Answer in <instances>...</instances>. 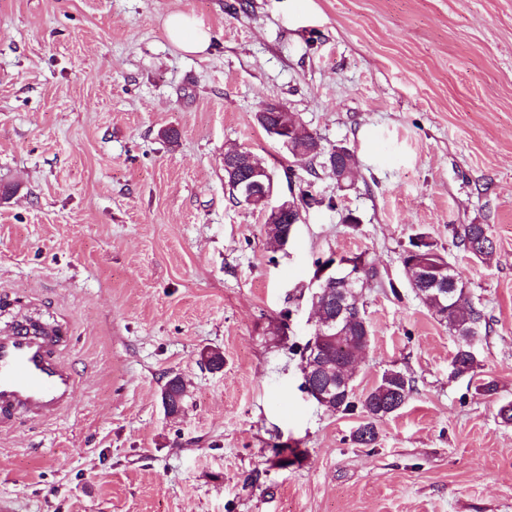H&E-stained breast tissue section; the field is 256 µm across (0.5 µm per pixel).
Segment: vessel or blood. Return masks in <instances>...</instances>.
<instances>
[{
	"instance_id": "vessel-or-blood-1",
	"label": "vessel or blood",
	"mask_w": 512,
	"mask_h": 512,
	"mask_svg": "<svg viewBox=\"0 0 512 512\" xmlns=\"http://www.w3.org/2000/svg\"><path fill=\"white\" fill-rule=\"evenodd\" d=\"M67 342L63 328L25 320L0 332V429L20 416L50 420L72 406L78 380L60 356Z\"/></svg>"
}]
</instances>
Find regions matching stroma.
Returning a JSON list of instances; mask_svg holds the SVG:
<instances>
[{"instance_id": "35a3bbf8", "label": "stroma", "mask_w": 512, "mask_h": 512, "mask_svg": "<svg viewBox=\"0 0 512 512\" xmlns=\"http://www.w3.org/2000/svg\"><path fill=\"white\" fill-rule=\"evenodd\" d=\"M174 12L206 54L170 41ZM268 103L350 149V187L282 150ZM232 148L276 197L316 196L284 248L230 199ZM1 182L0 330L63 326L78 375L69 412L0 432L14 512H512V0H0ZM460 224L489 225L490 260L455 247ZM418 232L491 320L473 378L401 262ZM360 254L379 277L354 390L415 380L369 447L363 414L302 389L314 262ZM276 443L297 459L273 465ZM169 38L183 51L203 53L211 44V34L195 18L184 13H173L166 20ZM259 112H265V113H257V121L264 128V130L268 133H269V130H268L269 126H276L280 123L284 124L287 120H288V122L294 121L298 125H300L292 113L289 112L288 117H287L283 113L288 112V110L283 107L274 105V104L264 105L263 108Z\"/></svg>"}]
</instances>
